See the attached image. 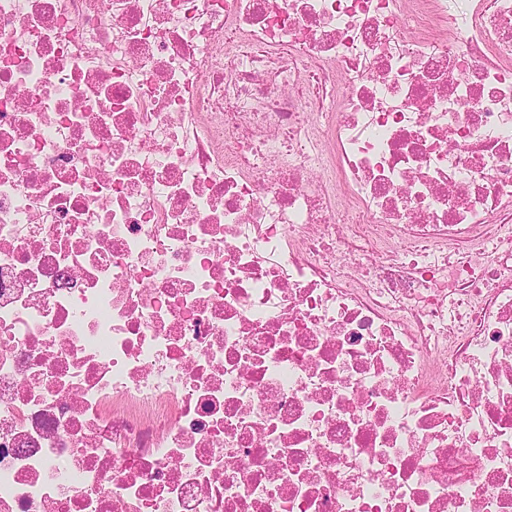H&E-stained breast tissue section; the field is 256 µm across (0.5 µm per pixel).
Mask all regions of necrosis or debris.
<instances>
[{
  "label": "necrosis or debris",
  "instance_id": "obj_1",
  "mask_svg": "<svg viewBox=\"0 0 512 512\" xmlns=\"http://www.w3.org/2000/svg\"><path fill=\"white\" fill-rule=\"evenodd\" d=\"M0 512H512V0H0Z\"/></svg>",
  "mask_w": 512,
  "mask_h": 512
}]
</instances>
